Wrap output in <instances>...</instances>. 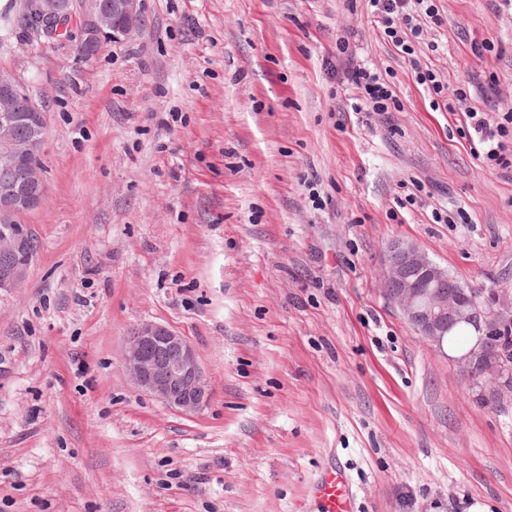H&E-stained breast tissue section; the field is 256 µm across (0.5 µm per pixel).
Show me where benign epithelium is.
I'll return each instance as SVG.
<instances>
[{
    "label": "benign epithelium",
    "mask_w": 512,
    "mask_h": 512,
    "mask_svg": "<svg viewBox=\"0 0 512 512\" xmlns=\"http://www.w3.org/2000/svg\"><path fill=\"white\" fill-rule=\"evenodd\" d=\"M29 8L38 31L48 40L59 38L68 27L74 0H32ZM141 23V0H105L88 3L83 15L81 55L92 58L104 37L117 42L136 33ZM20 84L0 74V157L22 162L38 155L43 147L45 113L33 102L24 115L17 113ZM24 118L34 134L26 140L14 137L18 118ZM46 198L41 169L30 166L24 178L0 192V221L8 230L0 232V250L15 252L30 239L25 224L17 217L40 208ZM32 254L0 271V290L15 288L28 273ZM386 296L396 304L420 337L443 348V339L457 324L483 320L482 336L470 353L453 359L460 374L469 380L477 398L491 391L501 399L512 396V358L487 359V347L503 326L512 324V305L484 307L470 295L448 270L434 263L417 246L400 240L386 248L383 270ZM123 363L135 387L171 409L185 413L201 410L209 401L206 375L196 351L185 336L153 322L137 325L126 336Z\"/></svg>",
    "instance_id": "obj_1"
}]
</instances>
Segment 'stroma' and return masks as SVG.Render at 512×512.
Wrapping results in <instances>:
<instances>
[{"instance_id":"35a3bbf8","label":"stroma","mask_w":512,"mask_h":512,"mask_svg":"<svg viewBox=\"0 0 512 512\" xmlns=\"http://www.w3.org/2000/svg\"><path fill=\"white\" fill-rule=\"evenodd\" d=\"M436 4L411 59L367 0H142L86 59L87 0L53 41L0 0V71L47 116L46 200L19 218L37 252L0 291V512H326L331 465L352 512H512V397L476 403L382 287L402 240L512 296V172L413 69L512 110V7ZM329 60L387 71L401 111L358 122ZM146 321L194 347L202 410L131 383Z\"/></svg>"}]
</instances>
